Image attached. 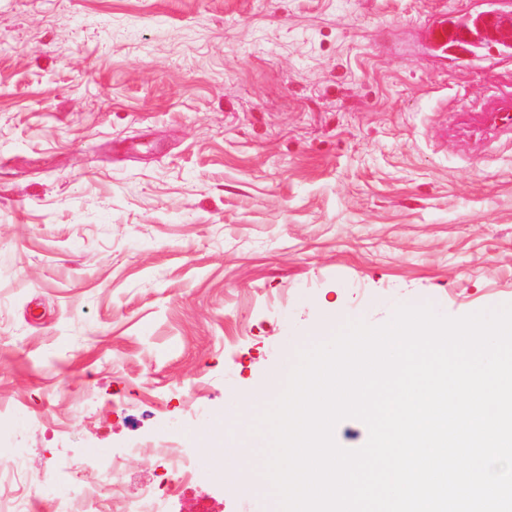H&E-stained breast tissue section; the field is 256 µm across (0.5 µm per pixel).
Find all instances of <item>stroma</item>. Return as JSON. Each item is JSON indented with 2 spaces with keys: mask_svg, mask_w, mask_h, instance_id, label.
I'll use <instances>...</instances> for the list:
<instances>
[{
  "mask_svg": "<svg viewBox=\"0 0 512 512\" xmlns=\"http://www.w3.org/2000/svg\"><path fill=\"white\" fill-rule=\"evenodd\" d=\"M488 2L0 0V499L108 458L117 507L274 512L235 394L256 419L328 316L512 304V132L452 117L512 77L417 37ZM229 432L253 491L160 454ZM118 512H165V508L154 487H146L138 499L127 502Z\"/></svg>",
  "mask_w": 512,
  "mask_h": 512,
  "instance_id": "35a3bbf8",
  "label": "stroma"
}]
</instances>
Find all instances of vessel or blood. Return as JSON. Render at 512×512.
Masks as SVG:
<instances>
[{
    "mask_svg": "<svg viewBox=\"0 0 512 512\" xmlns=\"http://www.w3.org/2000/svg\"><path fill=\"white\" fill-rule=\"evenodd\" d=\"M495 25V19L480 10L461 18L442 12L430 17L422 29V37L439 58H453L462 68L481 58L495 71L502 62L512 59V45L494 36ZM463 130L478 141L504 130L511 131L512 96L469 113Z\"/></svg>",
    "mask_w": 512,
    "mask_h": 512,
    "instance_id": "obj_1",
    "label": "vessel or blood"
}]
</instances>
